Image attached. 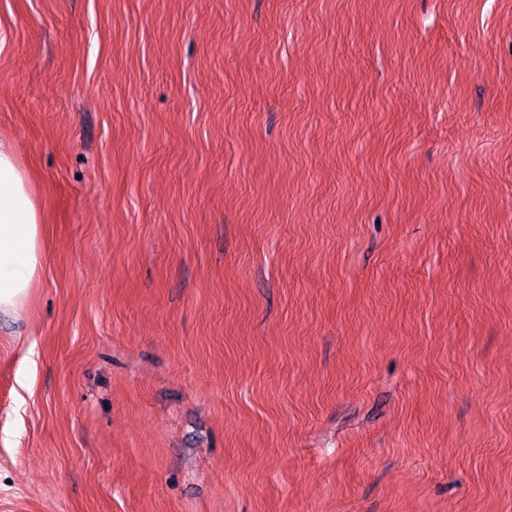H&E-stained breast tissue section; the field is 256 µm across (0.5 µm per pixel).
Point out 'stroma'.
Instances as JSON below:
<instances>
[{"label": "stroma", "mask_w": 512, "mask_h": 512, "mask_svg": "<svg viewBox=\"0 0 512 512\" xmlns=\"http://www.w3.org/2000/svg\"><path fill=\"white\" fill-rule=\"evenodd\" d=\"M0 140V512H512V0H0ZM45 217L14 149L0 141V314H20L46 261Z\"/></svg>", "instance_id": "obj_1"}]
</instances>
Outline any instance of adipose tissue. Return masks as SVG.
<instances>
[{
	"label": "adipose tissue",
	"mask_w": 512,
	"mask_h": 512,
	"mask_svg": "<svg viewBox=\"0 0 512 512\" xmlns=\"http://www.w3.org/2000/svg\"><path fill=\"white\" fill-rule=\"evenodd\" d=\"M45 217L14 149L0 141V314L27 306L46 261Z\"/></svg>",
	"instance_id": "adipose-tissue-1"
}]
</instances>
